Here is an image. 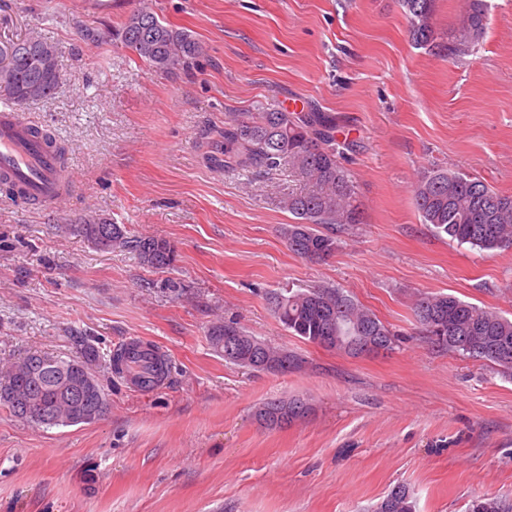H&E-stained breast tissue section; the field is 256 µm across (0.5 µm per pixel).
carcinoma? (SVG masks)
<instances>
[{
	"label": "carcinoma",
	"mask_w": 512,
	"mask_h": 512,
	"mask_svg": "<svg viewBox=\"0 0 512 512\" xmlns=\"http://www.w3.org/2000/svg\"><path fill=\"white\" fill-rule=\"evenodd\" d=\"M410 22L414 44L431 51L459 55L469 51L485 31L487 16L483 0H469L462 23L450 36L435 25L436 0H400ZM120 43L156 74H174L193 66L205 54L202 42L186 28L162 20L147 4L131 13L119 26ZM21 46L13 56L0 52V97L17 109L56 94L63 80L57 45L38 34L4 43ZM336 117L324 112L293 115L277 108L263 112H230L218 132L216 153L210 163L229 171L268 172L284 166L302 185L279 201L281 209L295 221L281 227L288 250L312 262L333 256L341 247L342 234L362 223L349 174L339 162L334 132ZM414 204L438 236L459 244L494 252L512 248V195L495 192L482 181L448 169L422 172L413 187ZM112 232V248L134 253L147 267L164 269L176 261L174 247L164 238L130 236L125 226L105 224L97 217L84 220L80 230L91 240ZM266 300L274 317L293 336L318 345L320 336L332 337L329 350L353 358L365 356L361 347L385 341L392 350L398 337L375 313L350 292L330 283L297 290L270 292ZM415 320L429 342L444 351L479 359L504 378L512 379V319L496 311L478 307L452 294L418 295L412 306ZM213 349L224 360L250 370H261L258 362L283 361L280 373L297 371L305 360L295 352L261 340L228 319L211 326L207 333ZM99 360L96 348L84 340L75 344L68 358L32 353L23 364L12 363L0 370V405L22 419V408L6 399L17 388L27 394L37 411L51 410L44 426L77 425L72 418L80 407L76 400L60 402L61 390L90 379L95 391L86 407L102 413L107 407L105 389L93 363ZM309 405L304 398L271 397L259 404L255 419L269 429L288 427L299 418L296 404ZM372 512H416L409 487L393 486ZM468 512H512V507L495 496L471 501Z\"/></svg>",
	"instance_id": "cac0c4a2"
}]
</instances>
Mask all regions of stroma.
<instances>
[{
    "label": "stroma",
    "mask_w": 512,
    "mask_h": 512,
    "mask_svg": "<svg viewBox=\"0 0 512 512\" xmlns=\"http://www.w3.org/2000/svg\"><path fill=\"white\" fill-rule=\"evenodd\" d=\"M145 1L204 43L190 69L152 73L120 44ZM485 2L476 47L443 56L413 43L398 0H0V43L35 30L61 50L65 82L24 116L66 147L74 183L52 206L0 191V366L68 355L82 336L110 402L95 422L56 427L0 406V512H367L398 483L418 512H467L483 495L512 504V381L433 347L411 306L450 293L512 316V250L435 235L413 200L432 167L512 195V0ZM289 100L335 116L363 208L321 262L280 233L293 221L279 206L295 186L287 169L205 160L225 114ZM92 212L171 241L174 265L97 250L78 230ZM322 283L396 330L395 350L352 358L289 335L267 294ZM229 317L305 368L227 363L207 331ZM130 336L167 355L154 391L112 370ZM291 395L308 399L306 418L255 420L258 403Z\"/></svg>",
    "instance_id": "35a3bbf8"
}]
</instances>
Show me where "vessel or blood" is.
<instances>
[{
	"label": "vessel or blood",
	"mask_w": 512,
	"mask_h": 512,
	"mask_svg": "<svg viewBox=\"0 0 512 512\" xmlns=\"http://www.w3.org/2000/svg\"><path fill=\"white\" fill-rule=\"evenodd\" d=\"M0 178L16 184L17 198L44 206L57 202L71 186L67 158L5 103L0 105Z\"/></svg>",
	"instance_id": "1"
}]
</instances>
